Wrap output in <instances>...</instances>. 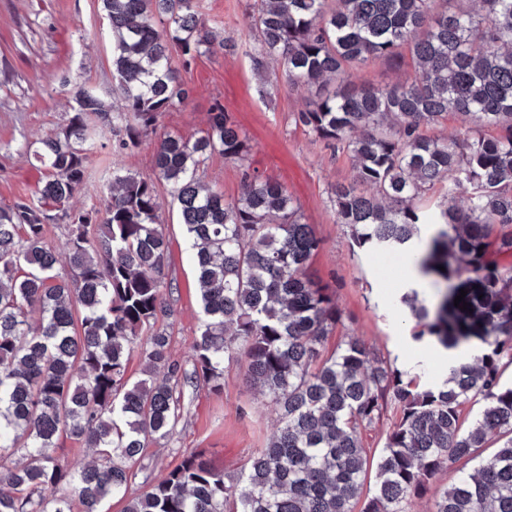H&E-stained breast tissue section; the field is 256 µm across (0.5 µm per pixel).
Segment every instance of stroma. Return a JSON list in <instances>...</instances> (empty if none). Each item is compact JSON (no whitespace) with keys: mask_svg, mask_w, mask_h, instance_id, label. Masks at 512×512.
Instances as JSON below:
<instances>
[{"mask_svg":"<svg viewBox=\"0 0 512 512\" xmlns=\"http://www.w3.org/2000/svg\"><path fill=\"white\" fill-rule=\"evenodd\" d=\"M252 2L197 0L201 13L237 49L199 57L188 66L180 51H173L172 64L192 94L185 108L161 117L159 132L195 139L215 105H222L249 139L248 164L288 188L303 222L313 225L323 241L312 270L335 289L342 312L329 345L355 337L393 366L410 372L422 363L431 381H443L447 357L412 339V322L399 303L400 296L416 284L402 275L404 253L352 255L347 229L336 221L332 189L351 180L350 157L295 124L294 114L305 105L307 90L283 84L268 89L256 76L248 54ZM80 87L94 90L105 101L113 99L112 36L100 0H0V207L34 199L45 171L33 152L70 112L72 91ZM102 141L103 149L89 157L90 177L73 198L74 209L101 205L113 166L142 177L153 174L151 145L120 154L114 150L112 135H104ZM200 176L225 197L239 193L241 167L236 161L213 155ZM157 190L165 202L162 220L170 239L166 267L170 351L185 359L199 331L193 251L176 207L168 203L166 185L158 184ZM261 402L247 362L226 364L223 390L196 391L191 412L180 422L174 441L148 448L147 467L138 473L129 495L146 490L192 453L203 455L225 478L237 477L275 431L276 415L262 408Z\"/></svg>","mask_w":512,"mask_h":512,"instance_id":"obj_1","label":"stroma"}]
</instances>
